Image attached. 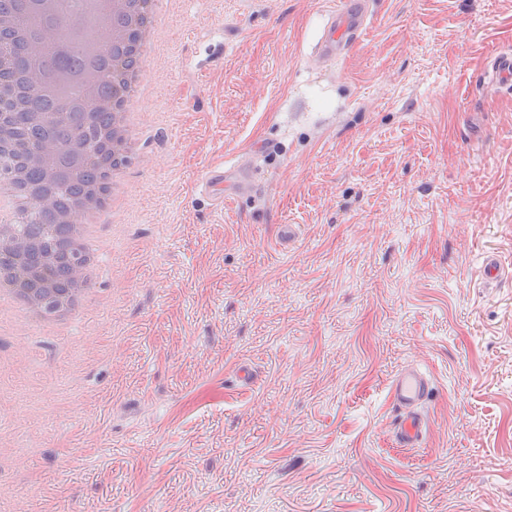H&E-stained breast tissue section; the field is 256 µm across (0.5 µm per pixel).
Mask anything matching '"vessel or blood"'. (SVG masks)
<instances>
[{
  "instance_id": "obj_1",
  "label": "vessel or blood",
  "mask_w": 512,
  "mask_h": 512,
  "mask_svg": "<svg viewBox=\"0 0 512 512\" xmlns=\"http://www.w3.org/2000/svg\"><path fill=\"white\" fill-rule=\"evenodd\" d=\"M373 0H341L337 7L326 13V19L315 47L318 62L333 63L364 37L372 14ZM487 76L501 85H512V53L497 52L489 56ZM243 169L222 166L207 169L201 178V188L220 201L229 198L228 188L232 180L241 178ZM512 280V265L502 263L495 251L483 254L481 281L493 285ZM434 394L429 375L417 366H403L396 373L389 389V400L394 412L391 441L396 448L420 447L428 431L425 412L427 403Z\"/></svg>"
}]
</instances>
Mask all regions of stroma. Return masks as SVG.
I'll return each mask as SVG.
<instances>
[{"label": "stroma", "mask_w": 512, "mask_h": 512, "mask_svg": "<svg viewBox=\"0 0 512 512\" xmlns=\"http://www.w3.org/2000/svg\"><path fill=\"white\" fill-rule=\"evenodd\" d=\"M180 0L131 220L64 335L0 325V512H512V0ZM246 169L218 203L196 183ZM281 224L297 234L282 241ZM431 375L390 447L399 368ZM252 367L254 386L238 382ZM372 0H343L326 13L315 47L320 63H334L364 37L372 15ZM487 77L500 85H512V53L511 51L496 52L488 57ZM504 280H512V265L505 266L495 251H485L481 265L482 283L493 285ZM434 394L429 375L417 366L408 364L396 373L389 389V400L394 412L391 441L394 448H418L427 431V403Z\"/></svg>", "instance_id": "stroma-1"}]
</instances>
